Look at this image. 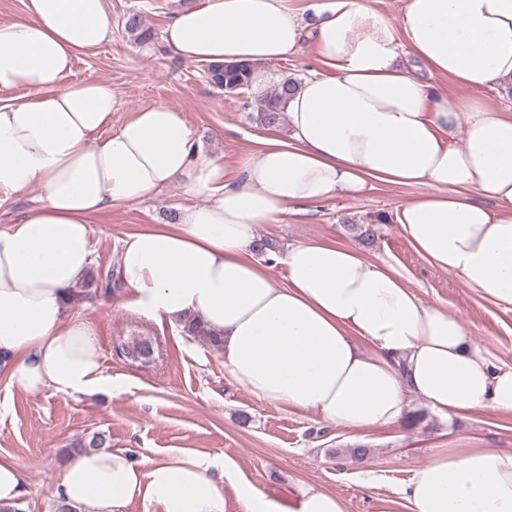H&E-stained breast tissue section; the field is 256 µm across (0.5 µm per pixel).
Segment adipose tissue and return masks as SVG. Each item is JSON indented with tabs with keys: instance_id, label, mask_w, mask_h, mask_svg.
Masks as SVG:
<instances>
[{
	"instance_id": "adipose-tissue-1",
	"label": "adipose tissue",
	"mask_w": 512,
	"mask_h": 512,
	"mask_svg": "<svg viewBox=\"0 0 512 512\" xmlns=\"http://www.w3.org/2000/svg\"><path fill=\"white\" fill-rule=\"evenodd\" d=\"M0 20V204H34L0 228V375L25 392L111 386L94 328L70 298L92 265L91 224L115 205L184 183L204 197L174 224L127 234L119 255L133 311L172 326L199 319L222 341L231 379L273 407L312 410L345 429L402 425L418 396L443 417L512 415V366L474 347L447 310L423 304L391 264L309 241L258 255L262 225L336 191L380 182L419 188L398 227L430 265L485 300L512 305V113L404 70L471 89L512 82V0H404L396 20L370 0H193L163 39L177 57L251 65L311 44L319 63L290 96L288 139H270L224 175L182 113L157 103L112 124L106 82L63 85L74 59L112 35L106 0H27ZM286 271L273 281L272 266ZM346 512L308 487L281 505L203 453L135 458L62 454L54 495L73 512ZM409 512H512V448L436 454L402 490Z\"/></svg>"
}]
</instances>
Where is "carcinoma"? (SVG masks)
I'll return each instance as SVG.
<instances>
[{
    "label": "carcinoma",
    "mask_w": 512,
    "mask_h": 512,
    "mask_svg": "<svg viewBox=\"0 0 512 512\" xmlns=\"http://www.w3.org/2000/svg\"><path fill=\"white\" fill-rule=\"evenodd\" d=\"M125 29L134 36L137 43L142 45L152 42L156 36L154 30L145 26L141 16L135 13L126 18ZM203 72L213 87L222 90L226 86H236L238 92L247 94V98L243 100V108L251 112L253 120L268 129H275L283 124L288 97L299 85L296 78L283 75L270 90L255 95L251 93L253 68L249 65L228 63L222 66L205 63ZM181 333L185 336L204 337L215 349L219 348L221 343L216 334L209 331L200 320L194 317L184 320ZM117 352L126 354L142 364H149L154 358L155 345L151 338L140 336L130 345L118 346Z\"/></svg>",
    "instance_id": "obj_1"
}]
</instances>
